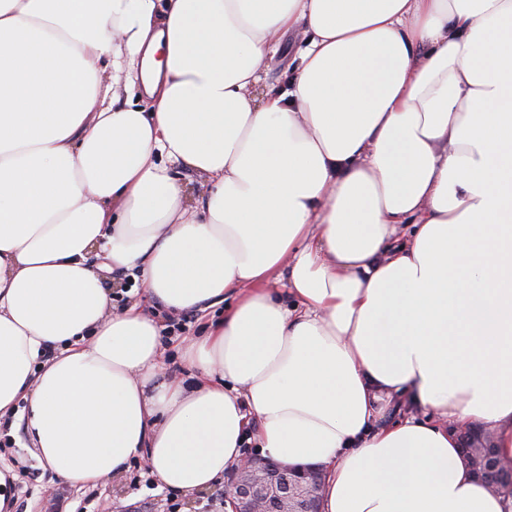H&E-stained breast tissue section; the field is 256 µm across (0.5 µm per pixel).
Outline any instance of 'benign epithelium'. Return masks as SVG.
<instances>
[{
	"instance_id": "1",
	"label": "benign epithelium",
	"mask_w": 512,
	"mask_h": 512,
	"mask_svg": "<svg viewBox=\"0 0 512 512\" xmlns=\"http://www.w3.org/2000/svg\"><path fill=\"white\" fill-rule=\"evenodd\" d=\"M473 430L463 433L466 454L476 451L481 462L475 475L495 490L512 491V463L500 461L489 435L483 446L470 448ZM324 471L316 464L291 466L276 460L248 458L236 468L226 495L231 512H321Z\"/></svg>"
}]
</instances>
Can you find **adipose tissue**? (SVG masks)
Returning a JSON list of instances; mask_svg holds the SVG:
<instances>
[{
  "label": "adipose tissue",
  "mask_w": 512,
  "mask_h": 512,
  "mask_svg": "<svg viewBox=\"0 0 512 512\" xmlns=\"http://www.w3.org/2000/svg\"><path fill=\"white\" fill-rule=\"evenodd\" d=\"M133 270L171 313L223 307L191 386L113 310ZM476 425L512 461V0H0V427L40 463L141 457L188 493L253 443L323 465L322 512H512ZM305 34L301 28L292 29L281 36V51L265 64L263 84L257 89L260 97L269 86H282L287 74L293 70L295 58L305 45ZM473 428L464 432L461 440L465 445L466 455H472V452H478L481 462L473 466L475 475L486 482L492 489H506L512 491V463L505 464L501 462L495 448L491 447V437L484 433L481 439L483 446L480 448H470L472 442Z\"/></svg>",
  "instance_id": "1"
}]
</instances>
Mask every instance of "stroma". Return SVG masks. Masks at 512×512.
Masks as SVG:
<instances>
[{
    "mask_svg": "<svg viewBox=\"0 0 512 512\" xmlns=\"http://www.w3.org/2000/svg\"><path fill=\"white\" fill-rule=\"evenodd\" d=\"M304 45L302 29L282 35L280 52L265 64V86L284 84ZM108 286L114 292L113 306L139 303L157 321L161 328L160 361L165 375L175 380H190L192 372L182 358L180 343L183 338L201 334L212 319L222 317V308L205 313H169L158 300L145 293L140 280L130 272L110 275ZM26 443L21 430L12 436H0V470L9 467L15 474L10 483L11 512H208L209 504L223 501L229 485L224 479L195 492L161 491L141 458L128 462L123 472L104 482L95 485L69 482L41 465Z\"/></svg>",
    "mask_w": 512,
    "mask_h": 512,
    "instance_id": "obj_1",
    "label": "stroma"
}]
</instances>
